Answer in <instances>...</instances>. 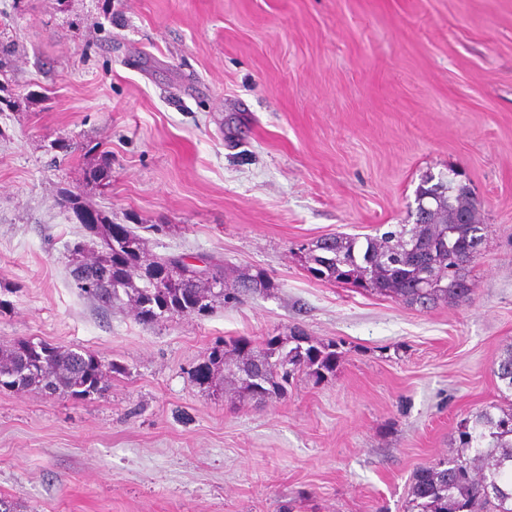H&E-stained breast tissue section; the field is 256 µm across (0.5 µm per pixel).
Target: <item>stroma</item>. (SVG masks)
<instances>
[{"label": "stroma", "mask_w": 512, "mask_h": 512, "mask_svg": "<svg viewBox=\"0 0 512 512\" xmlns=\"http://www.w3.org/2000/svg\"><path fill=\"white\" fill-rule=\"evenodd\" d=\"M2 45L0 346L118 368L88 399L0 388L19 512H415L457 424L512 407V0H0ZM453 170L490 227L471 302L308 271L302 245L414 223ZM82 209L270 286L139 321L75 287ZM297 330L334 344L324 379L260 404L194 376L219 341Z\"/></svg>", "instance_id": "1"}]
</instances>
